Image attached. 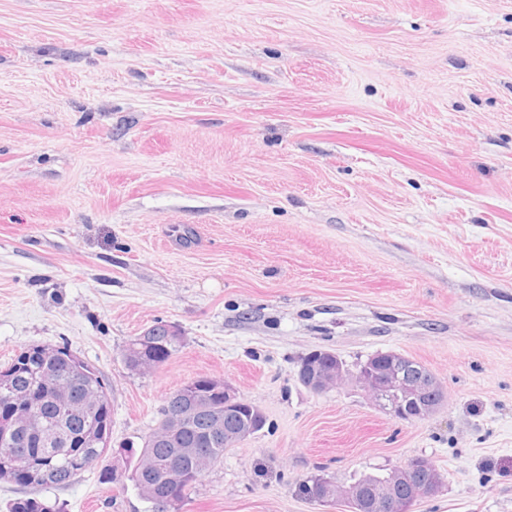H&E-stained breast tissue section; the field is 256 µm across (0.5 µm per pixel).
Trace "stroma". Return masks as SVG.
<instances>
[{"label":"stroma","mask_w":512,"mask_h":512,"mask_svg":"<svg viewBox=\"0 0 512 512\" xmlns=\"http://www.w3.org/2000/svg\"><path fill=\"white\" fill-rule=\"evenodd\" d=\"M157 325L179 351L130 370ZM37 344L109 386L108 453L37 492L64 512H150L99 475L199 375L266 424L184 512H344L300 481L418 456L410 512H512V0H0V367ZM314 350L447 400L313 392ZM320 355L309 356L308 362L319 356L323 359L321 365H325L333 362L334 358L336 368L325 371L316 363H308L298 373L301 383L313 392L326 391L346 380L345 375H350L381 411L402 421L424 419L437 411L446 399L443 387L428 370L400 354L386 356L375 364L350 369L349 374L343 369L344 362L340 359L341 363L335 353L320 351Z\"/></svg>","instance_id":"35a3bbf8"}]
</instances>
